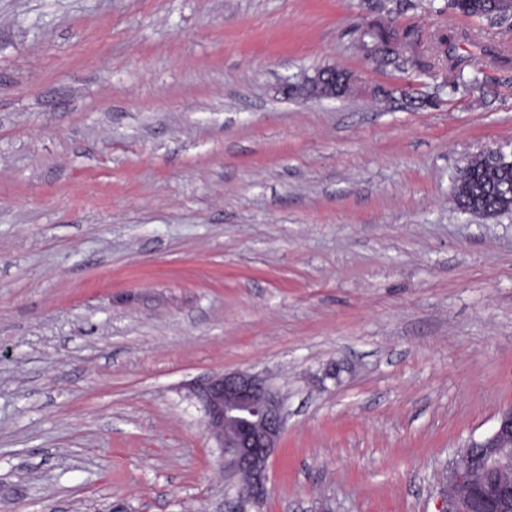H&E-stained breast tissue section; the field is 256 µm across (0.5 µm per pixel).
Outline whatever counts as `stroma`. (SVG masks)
I'll list each match as a JSON object with an SVG mask.
<instances>
[{
  "mask_svg": "<svg viewBox=\"0 0 512 512\" xmlns=\"http://www.w3.org/2000/svg\"><path fill=\"white\" fill-rule=\"evenodd\" d=\"M444 4L0 0V512H215L188 391L237 370L284 402L261 512H436L512 405V213L453 202L512 148V28ZM363 31L368 32L374 38L372 41L382 39L378 43L381 47L387 48L388 50H397L403 40L398 33L378 21L365 23ZM420 54L418 53L416 47L412 43H408L404 46H402L400 52L398 53L397 57H392L390 60H388L387 57H384L380 54L378 55H372L373 62L377 64L378 66H386L389 64H394L396 67L405 69L408 65L412 67H416L417 70L421 72L428 71V65L426 62L422 60H412L411 58L418 57ZM408 59V60H407ZM343 70H337L333 68H316L312 75L307 74L306 79L298 83L296 86L289 83L287 88L288 92L295 93V96H301L310 98L308 88L310 86H316L320 89V96L317 99H336L349 95V92L353 91L356 83V79L353 74L346 72L341 78V82L347 83L345 92L343 94H336V75H342Z\"/></svg>",
  "mask_w": 512,
  "mask_h": 512,
  "instance_id": "35a3bbf8",
  "label": "stroma"
}]
</instances>
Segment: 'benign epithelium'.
<instances>
[{
	"label": "benign epithelium",
	"instance_id": "benign-epithelium-1",
	"mask_svg": "<svg viewBox=\"0 0 512 512\" xmlns=\"http://www.w3.org/2000/svg\"><path fill=\"white\" fill-rule=\"evenodd\" d=\"M381 47L396 50L400 35L378 21L364 24ZM341 82L348 91L336 92V70L317 68L287 91L309 97V87L320 89V98L349 95L356 79L347 72ZM204 412L210 438L219 452L225 474L238 477L237 504L232 512L250 504L259 506L269 495V461L285 426L283 402L264 379L249 371L217 375L191 391ZM512 405L503 409L493 431L468 440L448 466V487L440 491L438 512H512Z\"/></svg>",
	"mask_w": 512,
	"mask_h": 512
}]
</instances>
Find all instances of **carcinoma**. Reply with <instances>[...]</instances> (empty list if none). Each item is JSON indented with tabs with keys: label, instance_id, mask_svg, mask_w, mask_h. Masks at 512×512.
<instances>
[{
	"label": "carcinoma",
	"instance_id": "carcinoma-1",
	"mask_svg": "<svg viewBox=\"0 0 512 512\" xmlns=\"http://www.w3.org/2000/svg\"><path fill=\"white\" fill-rule=\"evenodd\" d=\"M450 8L470 17L491 20L497 15H512V0H448ZM448 54V68L455 77L462 76L459 67L464 60L456 55V44L450 37L441 39ZM416 47L408 43L402 46L397 57L388 59L380 54L373 56V62L379 66L393 64L404 69L412 66L421 72L428 70L426 62L417 59ZM454 200L457 207H468L486 216L496 217L512 213V171L495 167L489 159L479 154L469 160L459 175Z\"/></svg>",
	"mask_w": 512,
	"mask_h": 512
}]
</instances>
